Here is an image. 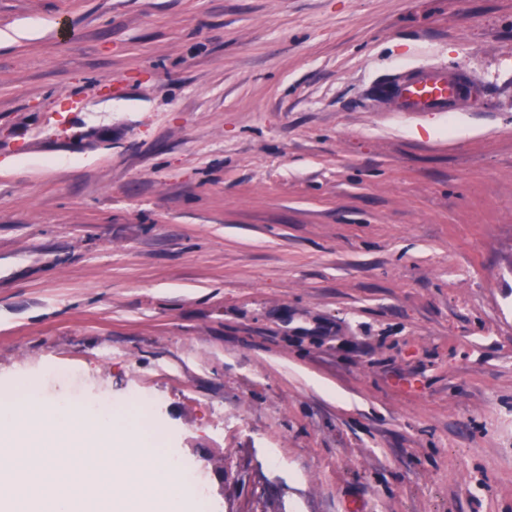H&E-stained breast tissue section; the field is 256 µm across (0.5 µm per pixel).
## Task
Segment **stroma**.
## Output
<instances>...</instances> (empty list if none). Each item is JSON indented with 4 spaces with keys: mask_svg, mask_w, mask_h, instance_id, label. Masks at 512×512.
Here are the masks:
<instances>
[{
    "mask_svg": "<svg viewBox=\"0 0 512 512\" xmlns=\"http://www.w3.org/2000/svg\"><path fill=\"white\" fill-rule=\"evenodd\" d=\"M0 399L156 407L207 512H512V0H0ZM421 63L460 112L389 111Z\"/></svg>",
    "mask_w": 512,
    "mask_h": 512,
    "instance_id": "1",
    "label": "stroma"
}]
</instances>
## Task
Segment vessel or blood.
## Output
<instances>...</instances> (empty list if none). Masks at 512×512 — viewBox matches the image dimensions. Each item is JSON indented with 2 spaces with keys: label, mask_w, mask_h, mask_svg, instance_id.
<instances>
[{
  "label": "vessel or blood",
  "mask_w": 512,
  "mask_h": 512,
  "mask_svg": "<svg viewBox=\"0 0 512 512\" xmlns=\"http://www.w3.org/2000/svg\"><path fill=\"white\" fill-rule=\"evenodd\" d=\"M383 96L395 112H457L471 102L473 81L463 69L429 64L403 74Z\"/></svg>",
  "instance_id": "1"
}]
</instances>
